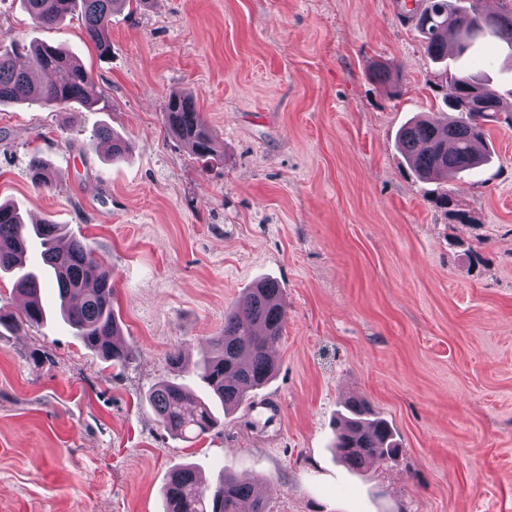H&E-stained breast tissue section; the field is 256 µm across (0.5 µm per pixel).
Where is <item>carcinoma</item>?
Instances as JSON below:
<instances>
[{
    "label": "carcinoma",
    "mask_w": 512,
    "mask_h": 512,
    "mask_svg": "<svg viewBox=\"0 0 512 512\" xmlns=\"http://www.w3.org/2000/svg\"><path fill=\"white\" fill-rule=\"evenodd\" d=\"M144 0H21L26 12L41 26L51 27L70 14H79L89 40L99 55L110 53L108 31L113 11L122 2ZM425 6L408 10L422 35L426 53L436 63L448 64V40L456 54L465 53L480 37H495L512 51V0H500L501 9L489 12L482 0H424ZM0 51V104L41 101L65 109L88 101L93 76L68 52L49 45L29 48V65H15L14 49ZM484 74H448L443 104L454 117L442 121L419 118L408 122L398 133L401 153L424 181L442 184L449 178L486 165L490 155L475 149L487 139L485 123L498 121L503 114L512 123V106L504 105L489 88ZM478 89L483 115L455 109L452 102L470 96ZM170 133L203 162L221 159L215 139L189 95L168 98L164 107ZM92 140L111 144V158L123 156L127 142L106 126L92 131ZM30 179L37 188L52 185V173L39 158L30 165ZM40 244L41 263L33 266L27 257L30 237ZM61 225L27 224L19 209L0 203V270L14 276V289L24 300L19 316L0 314V326L40 323L46 317L41 289L46 274L54 276L60 299L61 319L82 343L112 366L123 368L134 357V349L120 338V327L112 305V276L103 262L81 240H69L60 250ZM282 295L277 281L262 279L224 311V328L210 340L197 376L226 410L245 403L251 394L266 385L276 371L272 352L280 343L285 309L278 302ZM147 402L159 422L170 433L197 438L218 426L211 400L195 398L182 383L165 382L154 387ZM336 436L338 458L354 469H361L395 453L398 444L392 427L383 419H370L363 400L350 401ZM167 512H264L256 502L255 484L245 477L224 471L213 487L202 482L190 464H179L163 488Z\"/></svg>",
    "instance_id": "carcinoma-1"
}]
</instances>
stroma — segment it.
I'll return each mask as SVG.
<instances>
[{"instance_id": "stroma-1", "label": "stroma", "mask_w": 512, "mask_h": 512, "mask_svg": "<svg viewBox=\"0 0 512 512\" xmlns=\"http://www.w3.org/2000/svg\"><path fill=\"white\" fill-rule=\"evenodd\" d=\"M99 59L80 18L40 28L0 0V42L74 52L93 106L0 105V202L64 225L111 270L135 357L115 369L59 318L0 330V512H165L190 461L263 487L266 512H512V127L491 161L441 187L397 133L441 107L440 65L403 0H149L122 9ZM500 93L512 63L493 37ZM385 68L382 83L376 68ZM192 95L224 157L203 165L167 130ZM105 125L120 160L91 139ZM51 168L35 188L33 155ZM448 193L451 203L438 202ZM272 279L286 309L277 372L248 406L186 441L146 395L199 359L224 312ZM360 397L400 451L365 471L337 462L335 422ZM92 140L96 142L110 143L112 148L108 153L112 159L123 156L129 149L127 142L112 133L106 126L95 127L92 131Z\"/></svg>"}]
</instances>
